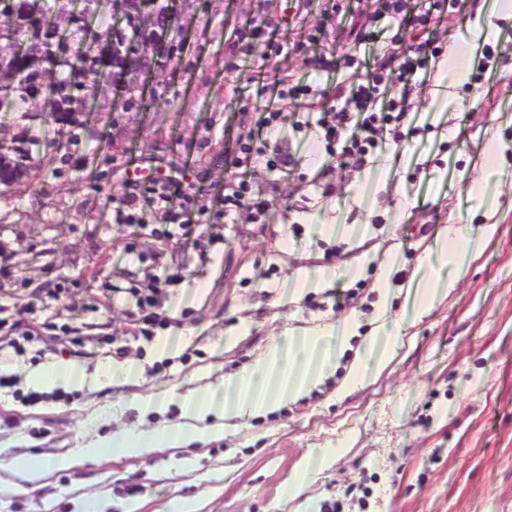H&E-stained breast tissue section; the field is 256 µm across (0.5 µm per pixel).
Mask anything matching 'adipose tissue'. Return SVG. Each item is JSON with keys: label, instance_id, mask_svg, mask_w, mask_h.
I'll return each mask as SVG.
<instances>
[{"label": "adipose tissue", "instance_id": "obj_1", "mask_svg": "<svg viewBox=\"0 0 512 512\" xmlns=\"http://www.w3.org/2000/svg\"><path fill=\"white\" fill-rule=\"evenodd\" d=\"M510 19L512 0H492L489 8L479 10L472 25L455 35L452 51L438 66L440 80L447 89L442 99L445 110L454 112L461 107L455 89L467 81L473 68L474 46L490 42L497 34L499 21ZM487 158L483 177L467 187L468 196L480 209L494 207L495 192L504 178L502 149L490 145ZM494 231L491 224L480 227L454 224L443 229L430 248L428 262L416 285L412 317L424 315L437 300L457 287L471 256L485 247ZM379 295L378 325L373 334L361 342L348 377V384L352 387L375 375L392 357L403 336L404 321L388 314L390 288L381 287ZM356 329L355 321L347 318L307 333L286 332L275 336L245 372L225 378L222 384L203 393L179 399L162 396L136 402L137 407L146 413H161L170 404H179L184 423L160 430L145 428L135 432L120 427L108 442H90L75 453L48 461L19 457L11 460L10 466L27 482L36 483L48 470L69 469L79 460L98 457L106 446L120 449L129 456L143 457L160 447L175 448L205 440L212 433L211 427L205 424L210 417L233 421L267 416L285 404L305 398L321 386L335 372L340 358L356 335ZM136 372V364L126 359L108 363L95 378L89 376L81 364L68 361L27 371L26 379L35 387L78 388L94 384L98 379L111 384L126 382Z\"/></svg>", "mask_w": 512, "mask_h": 512}]
</instances>
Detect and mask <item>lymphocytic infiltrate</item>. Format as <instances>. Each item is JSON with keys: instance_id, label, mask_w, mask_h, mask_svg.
Returning a JSON list of instances; mask_svg holds the SVG:
<instances>
[{"instance_id": "lymphocytic-infiltrate-1", "label": "lymphocytic infiltrate", "mask_w": 512, "mask_h": 512, "mask_svg": "<svg viewBox=\"0 0 512 512\" xmlns=\"http://www.w3.org/2000/svg\"><path fill=\"white\" fill-rule=\"evenodd\" d=\"M297 14L318 11L347 29L351 41L342 53L321 42L320 27L297 29L289 21L278 25L252 19L228 37L237 62L251 59L258 45L275 52L313 48L310 60L316 73L329 76L330 84L308 83L298 78L279 79L267 67L249 73L245 85L234 86L233 96H247L259 118L255 128L238 130L233 137L230 164L233 175L224 182L221 216L233 220L248 210L253 223L269 219L265 199L256 197L247 180L257 168L270 171L286 166L279 136L288 121L283 100H296L316 113L318 140L331 164L345 171L360 170L382 149L385 139L401 143L419 133L414 122L423 105L417 99L432 65L444 51L438 33L459 0H376L374 10L351 6L349 0H294ZM411 30L412 40L397 52L387 50L388 31ZM131 192L115 199L113 218L119 224H136L143 212L156 223H188L190 196L174 183L142 187L132 180Z\"/></svg>"}]
</instances>
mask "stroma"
Wrapping results in <instances>:
<instances>
[{
  "mask_svg": "<svg viewBox=\"0 0 512 512\" xmlns=\"http://www.w3.org/2000/svg\"><path fill=\"white\" fill-rule=\"evenodd\" d=\"M174 4L179 47L157 45V69L99 99L83 118L79 143L0 189V247L8 256L0 318L15 325L11 345L0 347V366L17 372L13 387L0 390V512H75L89 497L110 502L109 512H122L127 501L137 512H164L173 498L192 501L195 512H304L307 503L334 499L343 512H512V154L492 214L466 194L484 172L487 142L512 145V53L493 82L457 87L458 111H440L437 84L427 88L421 119L432 129L424 137L438 148L419 196L404 189L417 164L411 153L391 148L384 163L327 172L324 152L308 148L312 130L292 127L284 139L290 164L251 177L269 202V223L242 211L227 224L214 216L231 171L220 158L231 150V134L256 116L231 97L244 73L225 72V35L257 17L279 23L280 2ZM82 156L90 162L79 172ZM130 171L197 187L191 223H113L110 199L124 193ZM365 181L370 196H356ZM329 184L335 193H326ZM318 221L359 224L367 233L337 243L314 233ZM490 223L496 233L458 288L407 329L377 376L342 392L360 339L374 328L380 282L392 289L390 313H409L441 229ZM333 247L338 255L327 257ZM325 265L342 276L328 288L289 295L297 271ZM351 267L358 277L345 276ZM148 271L179 278L157 298L169 324L149 339L137 330L129 294ZM49 286L59 296L46 294ZM353 287L358 305H343ZM345 317L359 322V336L336 372L279 413L232 421L221 437L146 458L107 449L50 472L38 487L9 466L16 456L51 457L107 439L118 408L131 428L179 423L178 406L145 415L132 403L195 395L247 369L276 334ZM166 337L176 338V348L158 355L156 341ZM119 356L138 361L132 381L44 388L30 398L26 370L70 360L92 375ZM311 448L336 454L289 497V477ZM359 487L369 491L362 506Z\"/></svg>",
  "mask_w": 512,
  "mask_h": 512,
  "instance_id": "35a3bbf8",
  "label": "stroma"
}]
</instances>
